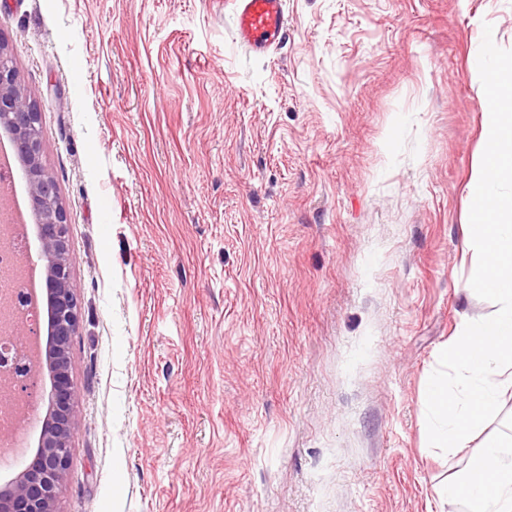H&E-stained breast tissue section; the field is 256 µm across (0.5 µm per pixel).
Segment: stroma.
<instances>
[{
    "label": "stroma",
    "instance_id": "obj_1",
    "mask_svg": "<svg viewBox=\"0 0 512 512\" xmlns=\"http://www.w3.org/2000/svg\"><path fill=\"white\" fill-rule=\"evenodd\" d=\"M0 0L69 223L59 512H454L422 435L463 323L484 24L512 0ZM236 43L263 55L275 50L287 33L286 0H229Z\"/></svg>",
    "mask_w": 512,
    "mask_h": 512
}]
</instances>
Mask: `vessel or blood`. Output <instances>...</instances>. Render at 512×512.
Returning a JSON list of instances; mask_svg holds the SVG:
<instances>
[{
	"label": "vessel or blood",
	"mask_w": 512,
	"mask_h": 512,
	"mask_svg": "<svg viewBox=\"0 0 512 512\" xmlns=\"http://www.w3.org/2000/svg\"><path fill=\"white\" fill-rule=\"evenodd\" d=\"M236 43L263 55L283 41L288 26L287 0H229Z\"/></svg>",
	"instance_id": "1"
}]
</instances>
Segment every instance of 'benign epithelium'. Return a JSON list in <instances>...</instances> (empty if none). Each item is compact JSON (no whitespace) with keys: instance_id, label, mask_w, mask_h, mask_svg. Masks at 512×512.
I'll return each mask as SVG.
<instances>
[{"instance_id":"7a95c632","label":"benign epithelium","mask_w":512,"mask_h":512,"mask_svg":"<svg viewBox=\"0 0 512 512\" xmlns=\"http://www.w3.org/2000/svg\"><path fill=\"white\" fill-rule=\"evenodd\" d=\"M0 129L9 133L14 152L25 164L28 195L38 218L45 269V288L51 310V341L46 358L14 364L20 377L12 398L32 401L42 374L49 372L52 389L40 443L31 465L6 488L0 489V512H57L56 501L66 478L71 438L77 416L78 392L70 377L69 350L78 334L80 316L71 281L68 221L54 179L42 163L40 112L19 79L12 52L0 42ZM39 316L22 322L0 349V360L11 350L39 342Z\"/></svg>"}]
</instances>
